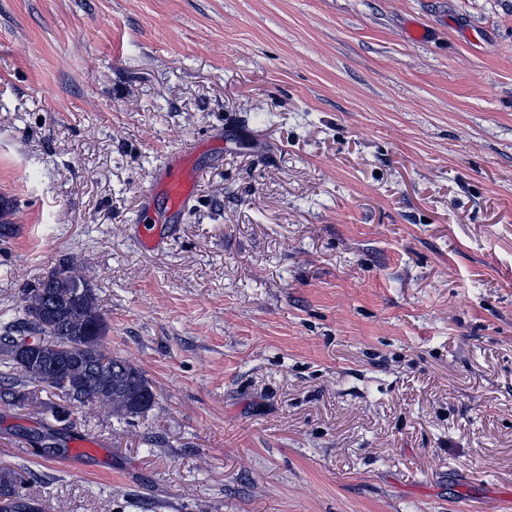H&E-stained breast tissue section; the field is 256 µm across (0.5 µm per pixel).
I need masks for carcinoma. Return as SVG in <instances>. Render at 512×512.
<instances>
[{
	"label": "carcinoma",
	"instance_id": "1",
	"mask_svg": "<svg viewBox=\"0 0 512 512\" xmlns=\"http://www.w3.org/2000/svg\"><path fill=\"white\" fill-rule=\"evenodd\" d=\"M107 325L97 294L80 267L67 263L54 269L32 288L22 289L14 316L0 333V405L38 404L61 424L28 436L39 448L50 442L64 446L63 432L73 427V409L95 407L117 422H130L149 413L156 404L153 385L145 372L104 345ZM39 335L45 342L37 356L21 359L17 340ZM118 373L134 386L151 392L150 403L134 409L128 397L112 391L110 376ZM53 390L57 401L38 394ZM0 512H33L20 495L16 472L0 470Z\"/></svg>",
	"mask_w": 512,
	"mask_h": 512
}]
</instances>
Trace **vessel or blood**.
<instances>
[{
	"label": "vessel or blood",
	"instance_id": "b4317fda",
	"mask_svg": "<svg viewBox=\"0 0 512 512\" xmlns=\"http://www.w3.org/2000/svg\"><path fill=\"white\" fill-rule=\"evenodd\" d=\"M198 153L199 149L195 146L168 153L155 171L136 223V233L144 251L153 252L161 247L160 220L176 219L197 196L203 175L198 164ZM101 453L93 438L77 436L71 441L69 461L78 466L85 458Z\"/></svg>",
	"mask_w": 512,
	"mask_h": 512
}]
</instances>
